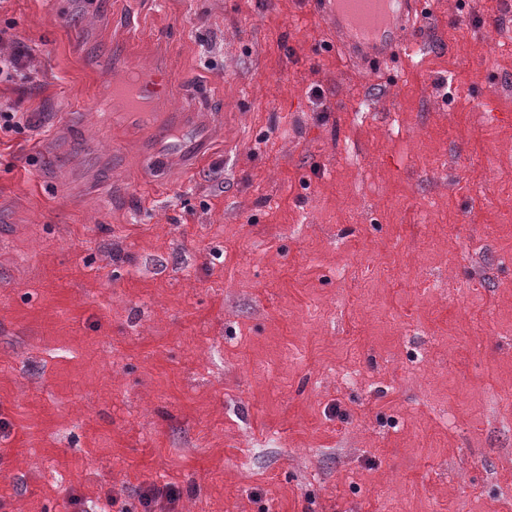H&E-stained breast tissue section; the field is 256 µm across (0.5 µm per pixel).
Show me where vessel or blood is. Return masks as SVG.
<instances>
[{
	"label": "vessel or blood",
	"instance_id": "obj_1",
	"mask_svg": "<svg viewBox=\"0 0 512 512\" xmlns=\"http://www.w3.org/2000/svg\"><path fill=\"white\" fill-rule=\"evenodd\" d=\"M316 6L330 24L337 45L356 62L380 65L416 49L405 30L417 0H317ZM121 68L126 73L140 71L141 77L133 83L113 82L112 98L119 103L113 124L139 126L147 143L145 163L157 173H165L174 157L192 159L211 139L214 124H191L178 112L159 115L157 106L171 84L166 70L141 71L127 59L122 60Z\"/></svg>",
	"mask_w": 512,
	"mask_h": 512
}]
</instances>
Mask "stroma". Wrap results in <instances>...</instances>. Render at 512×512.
<instances>
[{
    "label": "stroma",
    "mask_w": 512,
    "mask_h": 512,
    "mask_svg": "<svg viewBox=\"0 0 512 512\" xmlns=\"http://www.w3.org/2000/svg\"><path fill=\"white\" fill-rule=\"evenodd\" d=\"M0 512H512V0L425 50L313 0H0ZM122 54L222 117L158 179L106 137ZM318 14L336 38L359 63L381 65L395 55L413 53L415 41L404 36L408 18L425 1L416 0H318ZM388 4L389 9L386 8ZM0 44H8L13 49L8 54L0 53V82L25 81L30 78L32 55L28 48L14 35L0 31ZM181 498V492L174 486L169 485L167 488L156 489L150 488L142 491L138 497V503L143 508L142 512L156 511V507H160V511H175V508Z\"/></svg>",
    "instance_id": "1"
}]
</instances>
